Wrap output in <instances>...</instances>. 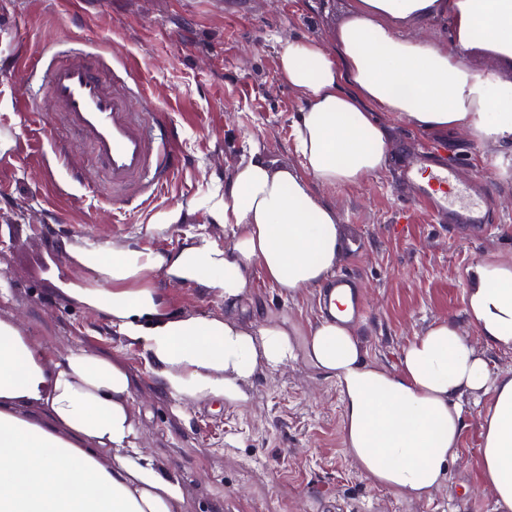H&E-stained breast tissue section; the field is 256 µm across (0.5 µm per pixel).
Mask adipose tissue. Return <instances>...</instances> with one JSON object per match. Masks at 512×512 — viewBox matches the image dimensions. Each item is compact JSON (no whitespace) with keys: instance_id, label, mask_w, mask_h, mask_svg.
<instances>
[{"instance_id":"obj_1","label":"adipose tissue","mask_w":512,"mask_h":512,"mask_svg":"<svg viewBox=\"0 0 512 512\" xmlns=\"http://www.w3.org/2000/svg\"><path fill=\"white\" fill-rule=\"evenodd\" d=\"M437 16L451 19V41L403 35L406 24ZM275 43L280 77L303 100L300 167L277 164L250 142L207 197L228 243L200 233L163 253L135 238L71 245L91 283L70 294L110 316L114 331L142 349L158 389L185 405L247 404L260 373L305 358L336 381L356 466L416 498L442 482L457 454L463 402L484 399L483 479L497 512H512V374L493 375L460 327L468 322L488 346L512 348V259L471 267L464 321L440 320L415 336L394 371L367 358L339 293L328 298L329 316L303 330L239 314L253 268L286 298L333 276L345 242L317 189L387 168L391 134L380 114L421 133L464 129L512 155V84H491L463 61L477 47L512 60V0H353L335 48ZM160 279L223 299V314L172 311ZM132 402L124 362L81 345L53 358L0 319V512H181L180 481L138 446Z\"/></svg>"}]
</instances>
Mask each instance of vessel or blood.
I'll list each match as a JSON object with an SVG mask.
<instances>
[{
    "instance_id": "obj_1",
    "label": "vessel or blood",
    "mask_w": 512,
    "mask_h": 512,
    "mask_svg": "<svg viewBox=\"0 0 512 512\" xmlns=\"http://www.w3.org/2000/svg\"><path fill=\"white\" fill-rule=\"evenodd\" d=\"M36 63L46 68V98L91 150L112 186L116 206L138 200L147 188L161 185L178 168L177 131L162 112L156 113L152 123L138 120L125 79L117 75L109 81L103 79L109 68L104 55L88 53L77 61H63L53 54L37 58ZM398 178L439 223L458 232L485 230L490 221L473 193V183L462 177L459 167L425 154H412L403 160ZM327 289L347 294L351 320L363 317L364 306L353 276L337 273Z\"/></svg>"
}]
</instances>
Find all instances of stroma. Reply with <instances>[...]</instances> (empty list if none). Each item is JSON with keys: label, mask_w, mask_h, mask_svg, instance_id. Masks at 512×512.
<instances>
[{"label": "stroma", "mask_w": 512, "mask_h": 512, "mask_svg": "<svg viewBox=\"0 0 512 512\" xmlns=\"http://www.w3.org/2000/svg\"><path fill=\"white\" fill-rule=\"evenodd\" d=\"M352 0H0V317L44 342L53 357L82 345L119 358L135 376V425L140 448L178 477L182 512H495L482 479L481 407L463 406L456 457L444 482L411 500L372 483L344 444L343 409L335 379L299 360L260 375L250 401L183 405L161 393L139 347L128 345L110 318L68 294L88 276L64 248L86 241L123 244L140 235L147 247H180L204 229L224 241L202 199L223 185L258 140L270 158L298 165L294 124L298 92L280 81L274 39H308L331 47ZM100 52L131 67L145 85L144 120L166 113L179 133L182 164L145 206L118 210L90 150L75 144L70 164L88 187L67 185L52 165L55 138H70L60 114L51 131L31 129L21 90L37 89L33 58L46 48ZM441 149L449 164L479 175L495 206L492 231L453 236L420 213L391 170L354 186L320 188L342 226H353L362 251L342 256L337 271L355 276L367 311L355 328L368 355L388 369L403 347L436 321L462 318L469 270L494 254L512 256V168L465 130L424 135L393 125L391 155ZM181 223L160 235L148 224L175 208ZM257 312L288 316L298 327L319 317V291L293 299L254 275Z\"/></svg>", "instance_id": "1"}]
</instances>
